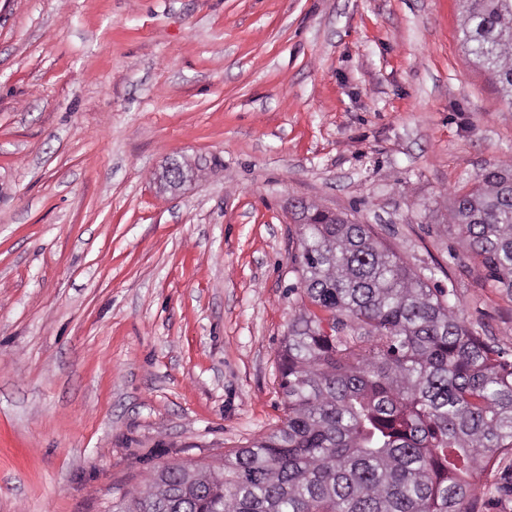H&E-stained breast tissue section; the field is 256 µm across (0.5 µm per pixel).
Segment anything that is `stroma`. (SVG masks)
<instances>
[{"instance_id":"obj_1","label":"stroma","mask_w":512,"mask_h":512,"mask_svg":"<svg viewBox=\"0 0 512 512\" xmlns=\"http://www.w3.org/2000/svg\"><path fill=\"white\" fill-rule=\"evenodd\" d=\"M461 0H0V512H112L285 417L290 202L371 225L512 362L441 219L512 162ZM196 166L171 191V160ZM512 512V455L473 480Z\"/></svg>"}]
</instances>
